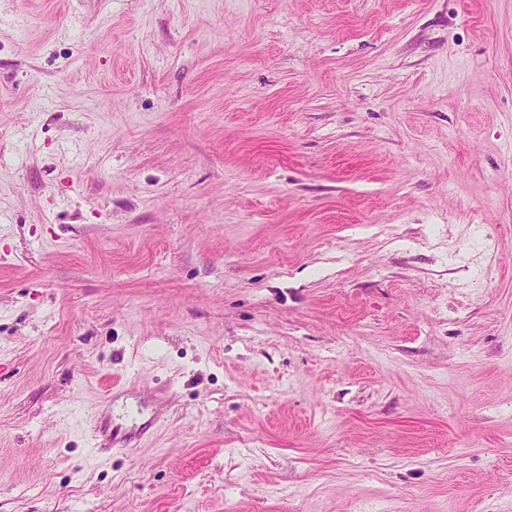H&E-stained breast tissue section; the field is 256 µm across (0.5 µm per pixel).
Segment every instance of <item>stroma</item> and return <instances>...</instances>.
I'll return each mask as SVG.
<instances>
[{"instance_id":"stroma-1","label":"stroma","mask_w":512,"mask_h":512,"mask_svg":"<svg viewBox=\"0 0 512 512\" xmlns=\"http://www.w3.org/2000/svg\"><path fill=\"white\" fill-rule=\"evenodd\" d=\"M0 512H512V0H0ZM140 436L141 432H121L119 428L111 427L109 419L103 417L97 434L93 436V447L112 450V446L118 444L121 448H135Z\"/></svg>"}]
</instances>
